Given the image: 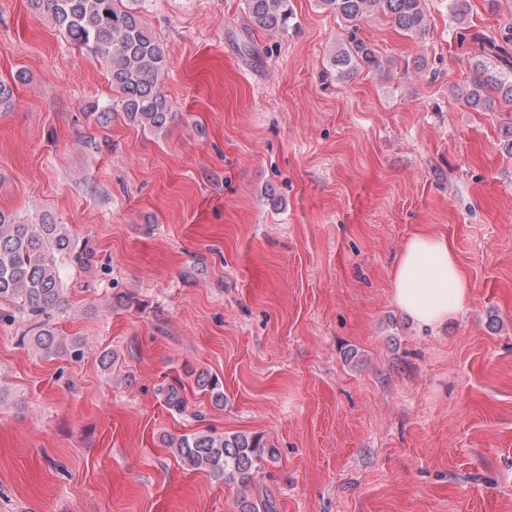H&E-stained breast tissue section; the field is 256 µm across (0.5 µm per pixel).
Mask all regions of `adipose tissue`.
<instances>
[{"instance_id": "obj_1", "label": "adipose tissue", "mask_w": 512, "mask_h": 512, "mask_svg": "<svg viewBox=\"0 0 512 512\" xmlns=\"http://www.w3.org/2000/svg\"><path fill=\"white\" fill-rule=\"evenodd\" d=\"M391 277L394 302L417 324H443L465 305L468 281L446 237L413 235Z\"/></svg>"}]
</instances>
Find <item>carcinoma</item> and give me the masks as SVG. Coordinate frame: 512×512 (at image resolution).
<instances>
[{"mask_svg":"<svg viewBox=\"0 0 512 512\" xmlns=\"http://www.w3.org/2000/svg\"><path fill=\"white\" fill-rule=\"evenodd\" d=\"M251 25L263 32H288L293 19L291 0H245ZM323 9L351 27L348 45L332 59L342 79L359 68L380 70L383 61L376 50L356 35L357 24L372 15H382L411 37L427 27L425 0H318ZM33 9H46L68 44L90 50L107 68L112 88L120 94L127 120L161 132L173 119L162 84L167 75L164 49L148 32L140 12L122 5V0H29ZM482 60L475 64L479 76L460 94L463 105L480 111L491 107L492 96L512 106V34L481 40ZM28 80L20 69L10 80H0V109L14 105L17 85ZM92 248L70 236L65 225L44 219L25 224L0 208V321H10L14 311L35 319L31 340L46 355L81 354L78 342L71 344L48 326L44 317L64 306L60 261L83 264ZM196 386L209 394L216 407L224 405L220 380L200 372ZM184 385L176 380L163 389L164 402L182 413ZM170 447L193 470L236 484L246 491L254 480L258 462L276 457V449L258 435L218 434L211 430L183 434Z\"/></svg>","mask_w":512,"mask_h":512,"instance_id":"carcinoma-1","label":"carcinoma"}]
</instances>
